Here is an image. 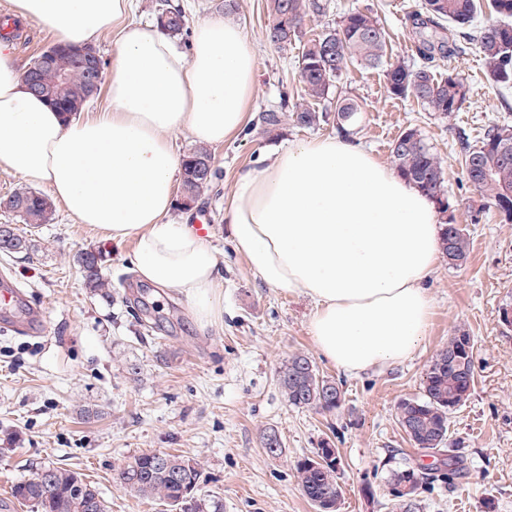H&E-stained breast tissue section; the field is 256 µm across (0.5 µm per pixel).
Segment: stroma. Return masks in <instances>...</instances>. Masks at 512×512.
I'll list each match as a JSON object with an SVG mask.
<instances>
[{
    "label": "stroma",
    "instance_id": "1",
    "mask_svg": "<svg viewBox=\"0 0 512 512\" xmlns=\"http://www.w3.org/2000/svg\"><path fill=\"white\" fill-rule=\"evenodd\" d=\"M324 16L307 19L304 36L335 25L352 10H368L387 33V53L416 60L418 37L408 15L421 0H325ZM267 0H185L188 26L208 17H233L252 46L259 81L247 128L210 152L221 177L192 207L175 205L168 222L207 214L209 243L221 259L224 320L196 326L183 298L140 282L131 260L134 241L115 244L104 231L80 224L61 205L50 223H17L0 207V224H17L30 254H0V275L13 278L40 307L44 324L30 335L0 330V512H33L12 487L43 466L83 474L108 512H172L159 500L125 489L115 475L144 452L191 457L204 471L199 495L220 499L224 512H318L295 474L300 458L332 441L340 459L339 512H392V470L426 464L400 429L401 399L419 395L424 374L450 337L467 334L474 346L475 381L468 400L450 415L449 442L463 441L465 477L423 485L413 512H512V328L500 321L512 303V223L484 204L469 183L464 149L486 129L512 122V84L496 83L477 44L436 57L435 71L454 74L471 89L452 119L426 112L414 98L389 96L382 70L350 67L325 103L349 97L361 108L354 136L382 163L403 131L419 129L445 171L448 214L470 241L464 266L440 258L426 288L433 302L428 332L410 359L351 375L313 344V304L298 293L269 288L250 271L224 222V203L240 171L258 168L272 150L332 136L286 122L258 131L262 112L278 109L283 92L300 88L301 43L288 49L263 36ZM86 249L102 251L112 288L104 301L85 288L76 262ZM310 356L335 380L344 400L336 412L289 406L278 372L289 357ZM276 433L282 451L263 446Z\"/></svg>",
    "mask_w": 512,
    "mask_h": 512
}]
</instances>
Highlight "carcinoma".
Instances as JSON below:
<instances>
[{
    "mask_svg": "<svg viewBox=\"0 0 512 512\" xmlns=\"http://www.w3.org/2000/svg\"><path fill=\"white\" fill-rule=\"evenodd\" d=\"M492 10L503 21L471 29L478 9L476 0H423L419 9L409 16L412 26L420 31L448 29V36L456 35L454 29L470 30L483 56L488 72L496 82L512 84V0H490ZM155 19L161 30L178 37L187 30L185 13L161 0L155 6ZM325 11L322 0H268L267 24L264 35L269 44L285 49L302 36L305 18L320 16ZM445 50L442 42L429 38L420 40L417 51L422 58L419 65L392 59L386 54V31L369 11H352L345 14L333 28L307 40L299 59L301 94L297 102L289 103L290 96L283 95L278 110L261 114L262 133L278 129L285 119L302 128H315L328 121L329 113L320 108L330 87L349 66L357 64L374 69L383 68L386 89L395 98L412 96L425 110L448 119L459 111L470 96L471 89L461 80L434 73V51ZM80 48L57 45L53 64L41 66L34 58L27 69L34 71L43 92L54 99L50 104L62 114L70 116L83 110L91 97L92 72L79 60ZM359 105L352 99L336 100L333 121L336 130L348 134L355 125ZM512 126L506 122L491 126L481 145L465 151L464 164L467 177L474 189L512 222ZM401 136L413 140L405 147L400 139L390 146L392 162L397 173L432 200L437 208L448 212V197L444 188V171L434 148L421 131L409 128ZM206 160L210 165L209 176L200 178L195 163ZM218 179V170L211 153L204 147L190 149L183 156L182 190L191 200L210 190ZM25 224H45L51 220L52 205L39 192L26 188L14 190L0 202ZM442 254L450 258L449 264H463L469 252V240L459 226L444 228L441 234ZM85 287L103 299H109L111 283L104 277L103 257L96 250H85L77 258ZM475 362L473 344L463 334L448 340L426 371L422 392L399 401L396 408L397 422L411 445L428 455L440 458L438 471L448 467V484L466 474L467 463L457 448L445 447L449 431V415L470 397L474 385ZM279 385L288 404L296 408H312L331 413L342 402V392L335 382L322 376L314 361L307 355H293L281 370ZM333 447L329 441L312 457L297 461L295 471L298 483L319 512H337L341 487L337 470L324 455ZM427 473L414 466H405L391 474L392 496L403 512H411L412 501ZM117 481L140 496L158 499L178 512H223L219 500H198L193 491L203 482L200 464L191 458L165 452H146L130 457L117 473ZM13 497L20 503H29L40 512H107L105 500L97 488L81 475L62 467H42L31 476L17 483Z\"/></svg>",
    "mask_w": 512,
    "mask_h": 512,
    "instance_id": "cac0c4a2",
    "label": "carcinoma"
}]
</instances>
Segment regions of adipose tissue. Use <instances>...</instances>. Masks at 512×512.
Masks as SVG:
<instances>
[{"instance_id": "adipose-tissue-1", "label": "adipose tissue", "mask_w": 512, "mask_h": 512, "mask_svg": "<svg viewBox=\"0 0 512 512\" xmlns=\"http://www.w3.org/2000/svg\"><path fill=\"white\" fill-rule=\"evenodd\" d=\"M57 42L95 45L114 31L111 110L62 117L27 87L0 41V163L46 187L79 223L135 242L141 281L184 298L195 323L224 319L217 252L190 226L169 224L181 158L172 136L220 144L243 128L257 85L242 27L206 19L182 52L156 24L129 19L132 0H8ZM224 222L252 274L300 292L309 333L341 370L410 358L432 315L425 283L440 257L435 204L360 143L344 137L274 150L237 176Z\"/></svg>"}]
</instances>
